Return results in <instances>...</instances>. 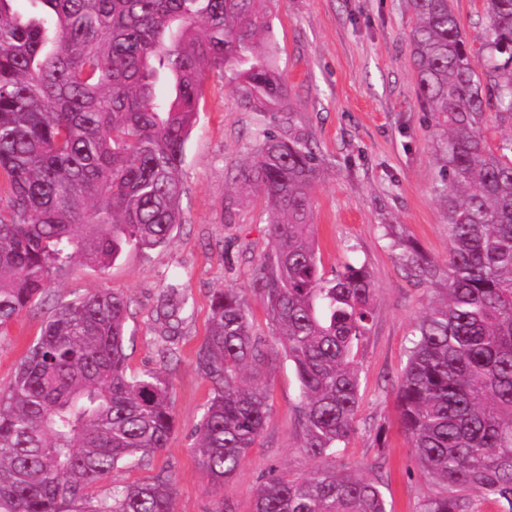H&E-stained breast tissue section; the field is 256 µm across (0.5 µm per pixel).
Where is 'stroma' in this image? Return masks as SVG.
<instances>
[{
	"label": "stroma",
	"mask_w": 512,
	"mask_h": 512,
	"mask_svg": "<svg viewBox=\"0 0 512 512\" xmlns=\"http://www.w3.org/2000/svg\"><path fill=\"white\" fill-rule=\"evenodd\" d=\"M414 25L410 0H281L268 44L288 90L283 111H253L234 80L210 76L186 147L182 222L170 243L147 256L129 252L105 270L75 261L67 275L52 281L37 308L0 330L4 389L57 301L76 292L114 291L130 302V370L165 367L176 413L167 447L150 465L133 462L113 470L108 480L89 488V497L163 472L174 485V512H215L220 504L228 512H253L254 492L271 468L305 475L316 466L301 449L293 366L257 304L253 330L272 342L274 357L273 409L258 445L218 492L201 473L193 448L209 397L195 354L206 333L210 296L218 288L248 291L255 265L270 248L263 197L234 188L238 169L263 129L282 137L301 135L317 153L315 239L324 275L346 263L363 264L377 292L372 331L361 355L355 430L340 457L361 468L384 459L381 490L389 512H416L420 501L439 493V485L420 472L396 400L410 331L432 293L404 278L388 234L416 241L439 262L447 259L449 248L442 163L429 115L417 102ZM228 189L235 197L229 210L224 207ZM172 283L187 289L193 314L172 360L163 364L155 346L156 312Z\"/></svg>",
	"instance_id": "35a3bbf8"
}]
</instances>
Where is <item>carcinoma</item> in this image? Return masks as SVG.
Returning a JSON list of instances; mask_svg holds the SVG:
<instances>
[{"mask_svg":"<svg viewBox=\"0 0 512 512\" xmlns=\"http://www.w3.org/2000/svg\"><path fill=\"white\" fill-rule=\"evenodd\" d=\"M0 0V329L36 307L77 258L103 270L146 256L182 222L185 144L206 79L229 71L257 112L286 84L261 51L278 0ZM417 100L442 161L448 259L393 231L405 277L436 294L411 332L399 419L423 476L442 488L418 512H472L473 498L512 512V130L491 147L490 118L512 125V0H483L482 70L454 0H410ZM170 83L159 102L155 85ZM240 171L269 211L271 252L250 291L299 382L301 448L320 466L269 472L254 512H387L380 481L336 460L354 430L359 352L376 288L366 266L327 278L314 239L318 163L305 138L257 133ZM189 298L171 284L161 337L179 338ZM127 297L61 301L0 390V512H173L174 488L146 482L85 495L135 459L148 463L174 426L163 371L127 369ZM270 348L237 288L210 301L196 368L210 396L196 458L220 490L257 446L272 410Z\"/></svg>","mask_w":512,"mask_h":512,"instance_id":"1","label":"carcinoma"}]
</instances>
